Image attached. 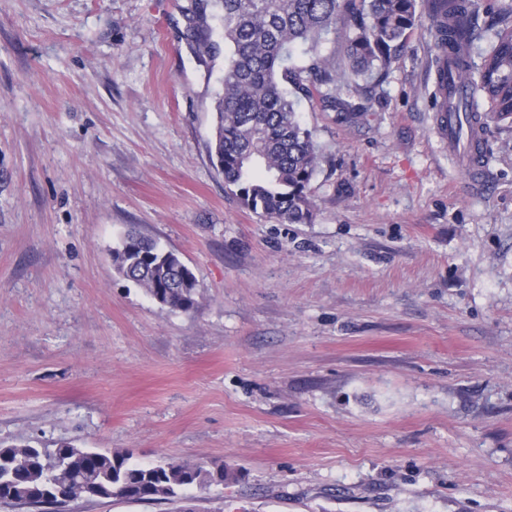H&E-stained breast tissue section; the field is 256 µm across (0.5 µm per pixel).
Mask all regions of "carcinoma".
<instances>
[{"label": "carcinoma", "instance_id": "carcinoma-1", "mask_svg": "<svg viewBox=\"0 0 512 512\" xmlns=\"http://www.w3.org/2000/svg\"><path fill=\"white\" fill-rule=\"evenodd\" d=\"M430 34L453 75L470 86L465 111L512 123V0H501L493 35L475 64L470 50L483 38V0H424ZM417 0H188L181 38L200 60L224 57L223 92L216 103L210 143L215 170L237 187L252 212L290 224L312 222L316 202L310 184L320 164L312 133L297 116V101L313 91L330 103L361 79L383 80L391 60L417 25ZM219 19L224 40L212 38ZM345 27L339 50L336 25ZM305 61L291 65L296 50ZM125 279L171 310L197 307L198 281L183 286L179 257L128 231L113 251ZM236 475L220 464L173 461L132 464L124 454L91 453L71 442L54 448L0 445V502L66 512L70 504L119 499L176 501L193 512L187 491L220 486Z\"/></svg>", "mask_w": 512, "mask_h": 512}]
</instances>
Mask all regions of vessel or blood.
<instances>
[{"instance_id": "1", "label": "vessel or blood", "mask_w": 512, "mask_h": 512, "mask_svg": "<svg viewBox=\"0 0 512 512\" xmlns=\"http://www.w3.org/2000/svg\"><path fill=\"white\" fill-rule=\"evenodd\" d=\"M469 97L468 88L456 80H449L439 92L434 108L437 133L449 153L456 155L470 179L471 186H480L485 171L483 153L484 133L481 121L466 122L464 105Z\"/></svg>"}]
</instances>
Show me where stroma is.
<instances>
[{"label": "stroma", "mask_w": 512, "mask_h": 512, "mask_svg": "<svg viewBox=\"0 0 512 512\" xmlns=\"http://www.w3.org/2000/svg\"><path fill=\"white\" fill-rule=\"evenodd\" d=\"M188 0H0V443L224 464L198 512H512V125L472 189L433 133L427 32L300 121L312 223L209 158L224 61ZM177 252L160 306L111 252ZM166 252L167 257L161 261ZM113 261L118 272L140 286L151 299L161 295L165 306L171 310L191 312L196 309L199 288L196 277L187 287L180 281L174 288H159L176 283L180 270L176 253L165 250L156 241L129 230L120 247L113 251Z\"/></svg>", "instance_id": "1"}]
</instances>
